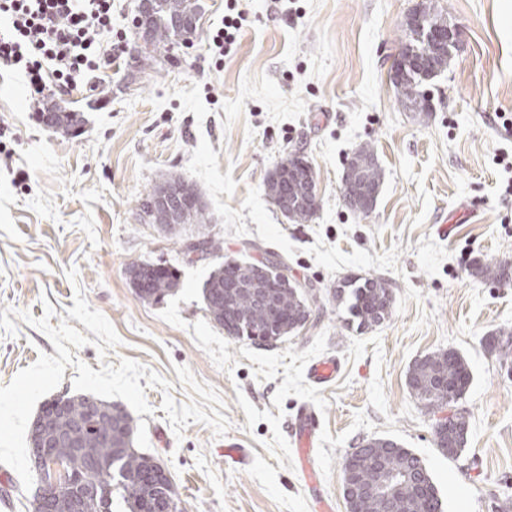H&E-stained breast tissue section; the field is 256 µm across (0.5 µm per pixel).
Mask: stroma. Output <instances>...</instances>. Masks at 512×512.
<instances>
[{"mask_svg":"<svg viewBox=\"0 0 512 512\" xmlns=\"http://www.w3.org/2000/svg\"><path fill=\"white\" fill-rule=\"evenodd\" d=\"M418 1L199 0L197 39L155 69L125 55L94 86L56 93L85 117L73 136L42 126L23 72L0 69V310L18 315L14 332L0 328V386L56 353L20 313L39 318L49 304L59 325L80 292L121 343L104 358L85 345L74 359L96 371L133 359L171 382L176 403L228 419L222 437L201 423L175 435L161 388H146L153 412L136 419V448L168 471L181 512H313L315 488L332 512H347L344 458L378 437L424 461L443 512H512V364L484 346L485 336L512 335V281L469 271L478 260L512 263V0H423L461 43L431 82V111L410 112L390 73ZM233 8L242 26L220 53L210 36ZM366 143L382 187L361 214L343 200L342 175ZM295 153L317 176L308 224L291 222L265 191ZM170 175L197 185L223 258L273 257L315 286L304 328L258 345L215 325L202 286L219 259L189 258L181 235L138 217ZM142 262L176 266L174 294L142 301L125 274ZM346 277L390 285L384 324L358 329L336 297ZM448 348L472 375L458 403L468 441L454 459L406 384L415 360ZM324 356L342 369L316 388L307 367ZM304 406L318 419L313 486L291 432ZM228 442L247 450V464L225 458Z\"/></svg>","mask_w":512,"mask_h":512,"instance_id":"stroma-1","label":"stroma"}]
</instances>
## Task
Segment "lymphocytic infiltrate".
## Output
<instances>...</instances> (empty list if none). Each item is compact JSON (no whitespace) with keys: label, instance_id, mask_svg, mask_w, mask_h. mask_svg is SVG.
I'll return each instance as SVG.
<instances>
[{"label":"lymphocytic infiltrate","instance_id":"1","mask_svg":"<svg viewBox=\"0 0 512 512\" xmlns=\"http://www.w3.org/2000/svg\"><path fill=\"white\" fill-rule=\"evenodd\" d=\"M112 0H0V65L20 68L30 95L45 72L65 90L119 57L112 41Z\"/></svg>","mask_w":512,"mask_h":512}]
</instances>
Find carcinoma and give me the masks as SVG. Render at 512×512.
Masks as SVG:
<instances>
[{"mask_svg":"<svg viewBox=\"0 0 512 512\" xmlns=\"http://www.w3.org/2000/svg\"><path fill=\"white\" fill-rule=\"evenodd\" d=\"M197 0H159L150 14L149 41L151 49L139 56L142 69L151 68L160 55L169 51L181 41L194 34L190 28L174 23L176 18L198 16ZM446 25L440 14L426 13L422 27L407 28V41L402 49L409 52L412 64L405 73L393 79L400 95V103L411 112L431 111L430 97L425 83L445 68L448 58L438 53L435 42L428 39V33ZM85 123L80 112H58L53 117L55 129L79 132ZM279 177H270L267 194L276 206H281L283 190L305 197L316 187L313 171L299 167L296 163L282 161ZM344 182L354 183L359 197L376 203L380 192L381 172L375 162L370 146H361L354 154V161L347 165ZM168 183L180 196L193 198L198 205L188 210L185 223L197 226L196 239L202 241L206 253L218 255L224 250L223 241L206 232L209 216L201 197L192 183L176 176ZM130 268L136 275L129 278L138 296L145 301L159 302L178 285L175 272L160 270L150 263H133ZM475 274L500 281L506 278V264H480ZM224 264H219L208 276L202 289L207 311L212 319L233 338L253 339V333L264 330L276 342L295 332L292 324L311 313V307L304 289L295 283L275 289L276 308H267L258 297L259 283L255 277L245 281L234 300L229 304L224 294ZM342 287L351 289L349 312L359 326L369 328L383 323L390 315L393 302L392 291L380 278H366L359 282L354 279L343 281ZM485 345L498 354L500 360L512 362V336H488ZM471 385V374L463 357L455 350L426 356L416 361L407 374V386L413 396L425 407H433L448 399H461ZM67 410L72 417H83L86 409L94 406L103 412L116 416L120 426L115 434L108 433V425L99 422L85 429L87 445L94 455L106 466L108 474L101 477L98 501L90 512H110L112 487L123 491L128 512H157V503L163 496L171 498L173 512H181L179 502L170 480L160 481L154 473L155 458L140 453L135 448L137 423L124 408L93 395L79 394L66 397ZM468 423L459 417L457 423L435 434V443L441 453L456 457L467 443ZM362 456L349 459L351 477L360 483L379 488L388 480L392 494H380L363 506L361 512H442V502L432 478L419 457L409 449L391 439L374 438L365 441ZM68 482H80L90 477L88 460L83 455L70 454L66 457ZM50 512H74L69 488L52 496L48 504Z\"/></svg>","mask_w":512,"mask_h":512,"instance_id":"obj_1","label":"carcinoma"}]
</instances>
